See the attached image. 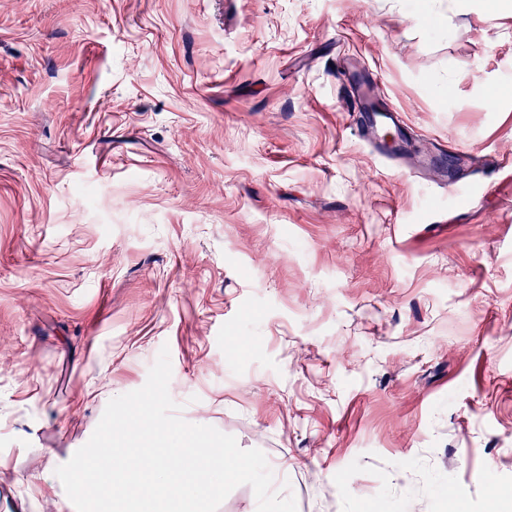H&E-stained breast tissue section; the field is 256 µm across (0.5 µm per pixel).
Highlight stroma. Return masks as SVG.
<instances>
[{
	"label": "stroma",
	"mask_w": 512,
	"mask_h": 512,
	"mask_svg": "<svg viewBox=\"0 0 512 512\" xmlns=\"http://www.w3.org/2000/svg\"><path fill=\"white\" fill-rule=\"evenodd\" d=\"M512 156L492 0H0V512L161 348L181 417L297 512H512V167L475 195L351 128ZM359 125L356 129L359 135L373 150L383 158H391L398 154L403 143V132L397 125L392 108H384L381 112L375 111L368 103L358 109ZM387 129H391L392 138L385 139Z\"/></svg>",
	"instance_id": "obj_1"
}]
</instances>
